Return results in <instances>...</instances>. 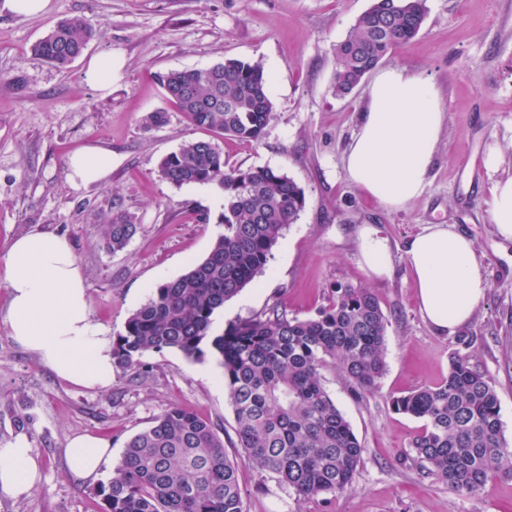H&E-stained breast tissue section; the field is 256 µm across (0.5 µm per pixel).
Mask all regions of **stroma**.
Returning <instances> with one entry per match:
<instances>
[{
	"mask_svg": "<svg viewBox=\"0 0 512 512\" xmlns=\"http://www.w3.org/2000/svg\"><path fill=\"white\" fill-rule=\"evenodd\" d=\"M372 0H50L48 12L0 9V256L12 238L39 230L64 237L88 285L91 318L110 335L153 288L203 259L224 230V194L216 185L175 187L158 174L161 158L200 137L179 112L160 128L146 116L166 108L159 71L201 68L227 57L261 62L270 77L273 117L260 142L218 141L230 167H270L293 179L307 204L274 247L263 275L216 313L213 329L258 316L280 303L307 317L335 288L365 287L387 318V371L378 391L355 397L338 372L324 383L365 447L352 488L340 497L303 499L272 476L239 470L245 512H512V479L489 481L482 496L449 493L421 472L411 442L419 419L390 399L440 383L456 336L476 337L474 363L495 384L503 439L512 448V243L491 221V188L512 176V0H427L419 35L381 63L404 67L436 86L446 116L429 182L406 206L389 209L354 185L345 150L358 131L367 84L336 96V44ZM79 17L99 34L69 68L32 53L57 22ZM112 55V91L84 79L89 60ZM97 144L112 151L100 183L73 186L67 159ZM499 164H484L490 152ZM477 165L462 166L465 155ZM121 210L138 226L122 251L103 242L104 217ZM210 216L208 223L198 213ZM377 226L392 248L393 271L377 278L363 265L357 230ZM433 224L467 235L489 287L469 323L437 333L424 319L407 265L408 241ZM146 375L115 369L105 390L72 386L18 345L0 322V444L26 438L42 464L29 497L0 500V512H100L96 494L126 441L170 404L216 425L229 457H238L235 418L216 359L196 362L166 349L144 357ZM26 424H18V416ZM110 442L112 462L98 478L76 480L65 450L77 435Z\"/></svg>",
	"mask_w": 512,
	"mask_h": 512,
	"instance_id": "obj_1",
	"label": "stroma"
}]
</instances>
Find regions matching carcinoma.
<instances>
[{"instance_id":"carcinoma-1","label":"carcinoma","mask_w":512,"mask_h":512,"mask_svg":"<svg viewBox=\"0 0 512 512\" xmlns=\"http://www.w3.org/2000/svg\"><path fill=\"white\" fill-rule=\"evenodd\" d=\"M425 17L426 0H373L336 45V95L350 94L385 56L415 38ZM94 35L81 18L62 20L33 53L63 68ZM156 79L176 111L212 134L164 156L159 175L176 187H221L224 233L205 258L154 288L129 316L112 337L113 358L140 376L149 352L176 349L194 361L216 357L242 456L229 458L213 422L171 404L126 442L98 490L101 512H245L242 464L275 476L303 499L341 496L359 473L364 447L327 391L322 370H339L358 397L379 389L387 369L380 301L367 288L340 287L306 318L290 317L275 304L213 333L216 312L265 272L273 248L305 209L306 195L279 170L227 167L215 142L223 135L246 143L263 138L274 106L261 63L228 58ZM137 228L120 213L107 218V248L124 249ZM476 340L456 337L448 376L439 384L391 399L395 411L423 421L412 441L422 471L458 497L483 494L498 473L512 477L495 385L473 363Z\"/></svg>"}]
</instances>
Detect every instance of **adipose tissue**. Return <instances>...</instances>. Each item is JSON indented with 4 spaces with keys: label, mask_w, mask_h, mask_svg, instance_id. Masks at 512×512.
Returning a JSON list of instances; mask_svg holds the SVG:
<instances>
[{
    "label": "adipose tissue",
    "mask_w": 512,
    "mask_h": 512,
    "mask_svg": "<svg viewBox=\"0 0 512 512\" xmlns=\"http://www.w3.org/2000/svg\"><path fill=\"white\" fill-rule=\"evenodd\" d=\"M443 114L435 85L403 68L380 71L372 82L359 131L344 156L347 177L377 202L399 208L420 197L434 162ZM112 152L90 145L74 153L67 176L76 185L104 180ZM358 241L364 265L374 275L392 270L387 238L362 226ZM420 310L441 334L469 322L488 288L471 239L447 224H435L405 250ZM0 280L9 302L0 321L11 337L60 379L79 387L106 389L115 361L112 338L92 322L87 284L67 240L41 231L15 237L0 260ZM103 439L74 437L66 450L78 479L98 475L110 457ZM39 465L25 438L0 446V496H30Z\"/></svg>",
    "instance_id": "1"
}]
</instances>
